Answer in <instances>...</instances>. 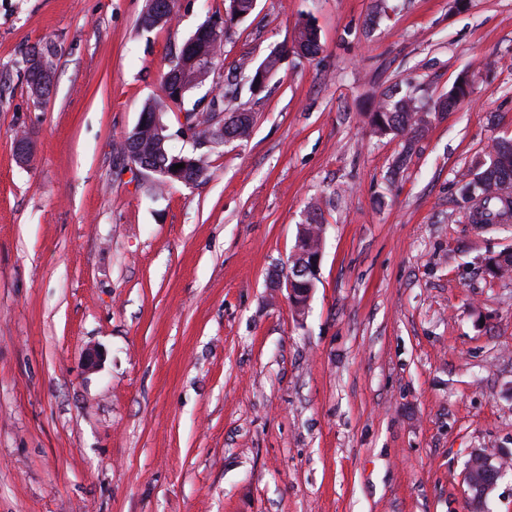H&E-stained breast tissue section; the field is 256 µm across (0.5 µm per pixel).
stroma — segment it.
I'll list each match as a JSON object with an SVG mask.
<instances>
[{
  "label": "stroma",
  "instance_id": "obj_1",
  "mask_svg": "<svg viewBox=\"0 0 512 512\" xmlns=\"http://www.w3.org/2000/svg\"><path fill=\"white\" fill-rule=\"evenodd\" d=\"M145 7L0 0V512H472L470 452L512 457V276L487 269L512 224L469 223L459 179L512 137V0H257L218 76L303 18L321 53L240 83L250 138L154 199L117 144L224 0L151 31ZM465 74L408 158L373 130L384 93L429 108ZM315 201L299 319L281 271ZM39 52L33 51L30 58L27 60L28 66L26 69L27 88L35 98L37 93H40L41 96L47 95L52 84V76L45 72L40 66L41 54H43V52ZM322 210L320 204L316 203L310 206L308 217L304 224H300V251H317L321 245V231H322ZM303 227V228H302ZM322 258V248H320L317 255L311 257L310 268L315 272L316 276L319 275L320 262Z\"/></svg>",
  "mask_w": 512,
  "mask_h": 512
}]
</instances>
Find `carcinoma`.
<instances>
[{
	"mask_svg": "<svg viewBox=\"0 0 512 512\" xmlns=\"http://www.w3.org/2000/svg\"><path fill=\"white\" fill-rule=\"evenodd\" d=\"M175 6L176 0H151L140 17L139 26L146 31L168 26L169 14ZM296 29L298 47L294 53L306 58L316 57L321 45L315 26L303 19L297 23ZM223 46L224 38L214 36L201 26L170 59L161 77V94L145 102L141 112L143 124L136 125L120 144V153L127 156L130 162L138 164L143 162V158L149 157L159 164L172 157L167 146L170 134L163 131L165 115L172 108L184 105L186 94L208 80L211 81V88L218 87L220 92L211 97L203 111H186L185 119L193 128L195 142L202 143L216 136L218 127L212 124V119L216 114L224 113V101L235 98L238 89L236 80L211 79ZM200 51L210 57V68L202 70L188 64ZM40 59L41 53L34 52L27 60V88L34 95L38 93L44 96L49 93L52 76L41 68ZM177 70L181 74V91L174 92L169 90L168 85L170 76ZM467 97L469 94L460 89L457 82L448 89V96L435 102L428 110L421 107L417 98L410 93L400 97L387 95L373 114L372 126L381 134L392 133L401 137L404 141L402 157L405 158L415 141L426 131L432 114L447 113ZM252 124L251 113L244 110L231 113L229 121L224 123V141L249 138ZM179 159L184 163V178L198 184L209 177L204 156L181 154ZM460 182L470 223L484 226L512 224V139L503 137L495 141L493 150L476 159ZM321 218L320 204L311 205L300 231V250L311 252L320 248Z\"/></svg>",
	"mask_w": 512,
	"mask_h": 512,
	"instance_id": "obj_1",
	"label": "carcinoma"
}]
</instances>
